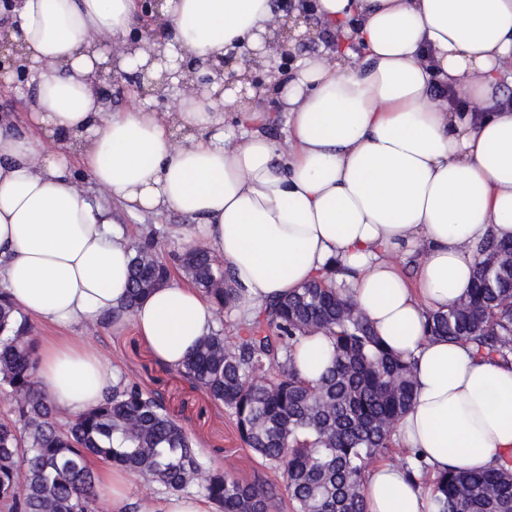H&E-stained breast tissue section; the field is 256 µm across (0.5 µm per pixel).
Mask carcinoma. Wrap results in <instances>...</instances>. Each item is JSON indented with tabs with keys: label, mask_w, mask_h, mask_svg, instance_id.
Masks as SVG:
<instances>
[{
	"label": "carcinoma",
	"mask_w": 512,
	"mask_h": 512,
	"mask_svg": "<svg viewBox=\"0 0 512 512\" xmlns=\"http://www.w3.org/2000/svg\"><path fill=\"white\" fill-rule=\"evenodd\" d=\"M336 274L332 269L288 299L270 301L243 321L234 343L211 331L179 368L231 411L261 463L282 471L295 512H366L360 492L366 468L392 447L395 424L413 400L414 362L383 344L343 295ZM176 275L210 298L217 314L235 308L234 277L212 251L192 245L169 262L148 240L133 246L124 310ZM315 332L330 340L333 364L311 385L299 376L295 349ZM31 333L0 290V387L8 390L13 414L0 421V504L7 512H96L93 458L167 492L195 489L216 512H274L266 481L213 467L160 397L126 385L120 373L102 403L59 426L64 414L35 377ZM427 336L512 361V241L478 246L471 288L429 316ZM397 462L411 476L427 471L411 448L399 449ZM431 504L433 512H512V470L450 467L434 479Z\"/></svg>",
	"instance_id": "1"
}]
</instances>
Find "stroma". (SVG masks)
<instances>
[{"label": "stroma", "instance_id": "35a3bbf8", "mask_svg": "<svg viewBox=\"0 0 512 512\" xmlns=\"http://www.w3.org/2000/svg\"><path fill=\"white\" fill-rule=\"evenodd\" d=\"M132 242L144 239L156 231L158 247L165 258H172L188 244L181 233L185 217L173 211L161 213H122ZM36 336H77L95 347L112 365L119 368L126 383L139 385L143 390L159 392L168 414L192 435L196 447L215 467L233 464L237 477L253 480L262 477L275 494V512H294L284 490L280 474L265 469L255 455L241 442L233 418L217 406L202 390L194 387L177 370L163 367L153 357L131 324L113 326L104 320L93 326L75 324L63 329L34 323Z\"/></svg>", "mask_w": 512, "mask_h": 512}]
</instances>
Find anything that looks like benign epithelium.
<instances>
[{"mask_svg":"<svg viewBox=\"0 0 512 512\" xmlns=\"http://www.w3.org/2000/svg\"><path fill=\"white\" fill-rule=\"evenodd\" d=\"M164 0H139V13L134 27L133 40H142L148 43L160 42L165 39V28L157 25L161 17V8ZM312 18L306 11L294 15L288 14L286 23L275 30L273 36L268 39V45L279 50L283 60L292 59L290 42L293 40H305L312 38ZM232 57L222 58L216 62L197 63L185 60L180 63L176 71L162 70L161 77L154 80L148 77L145 69L127 72L107 61L97 68L95 84L99 92L105 96H112V89H130L139 97H147L159 93L161 90L175 86L187 93L201 95L211 92L213 83L212 74L225 76L224 84L213 93L212 97L220 96L224 91L240 88V93H245L247 86L255 87L259 83L257 69L258 61H253L243 71L236 72L231 67ZM12 78V86L18 87L26 84L28 80V68L24 57V49L21 43L13 40L8 35L7 23L0 21V78L3 76ZM178 79L177 84H172V79Z\"/></svg>","mask_w":512,"mask_h":512,"instance_id":"7a95c632","label":"benign epithelium"}]
</instances>
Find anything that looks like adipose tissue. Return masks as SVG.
I'll return each instance as SVG.
<instances>
[{
	"label": "adipose tissue",
	"instance_id": "1",
	"mask_svg": "<svg viewBox=\"0 0 512 512\" xmlns=\"http://www.w3.org/2000/svg\"><path fill=\"white\" fill-rule=\"evenodd\" d=\"M138 0H18L13 11L37 87L38 136L0 114V287L17 313L46 324H94L127 298L133 256L110 207L90 198L70 168L77 155L96 189L130 213L188 218L186 236L223 257L250 317L332 267L390 349L415 359L412 407L397 425L432 471H483L512 462V363L426 336L429 314L471 285L475 247L512 239V0H317L334 51L275 69L266 37L284 23L271 0H165L162 54L199 61L258 51L288 134L262 131L247 96L220 101L177 91L166 117L145 107L108 111L94 82L105 42L116 62L161 67L130 42ZM443 84L479 104L455 110L432 98ZM413 258L405 277L395 256ZM155 357L179 367L216 321L198 290L168 284L130 313ZM320 334L296 350L317 381L331 362ZM37 378L75 416L111 391L115 370L74 336L45 337ZM97 490L130 512L128 473L104 463ZM367 512H431L430 493L400 467L364 477Z\"/></svg>",
	"mask_w": 512,
	"mask_h": 512
}]
</instances>
